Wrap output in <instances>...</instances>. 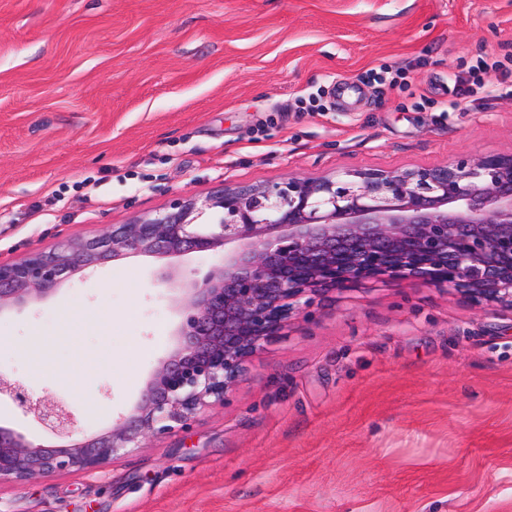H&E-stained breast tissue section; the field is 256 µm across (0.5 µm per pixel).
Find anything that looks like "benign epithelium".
Segmentation results:
<instances>
[{
  "label": "benign epithelium",
  "instance_id": "obj_1",
  "mask_svg": "<svg viewBox=\"0 0 512 512\" xmlns=\"http://www.w3.org/2000/svg\"><path fill=\"white\" fill-rule=\"evenodd\" d=\"M219 217L201 224L206 213ZM207 253L202 279L157 282L185 294L177 347L112 428L46 446L0 426V484L104 468L143 439L225 402L247 358L329 289L414 280L512 310V155H464L449 165L345 170L316 180L275 177L177 198L108 234L0 262V312L44 298L66 278L128 254ZM60 438L72 407L33 397L0 376V397Z\"/></svg>",
  "mask_w": 512,
  "mask_h": 512
}]
</instances>
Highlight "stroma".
<instances>
[{
  "label": "stroma",
  "instance_id": "35a3bbf8",
  "mask_svg": "<svg viewBox=\"0 0 512 512\" xmlns=\"http://www.w3.org/2000/svg\"><path fill=\"white\" fill-rule=\"evenodd\" d=\"M512 0H0V261L278 176L512 154ZM210 258L129 254L0 312V376L129 411ZM0 512H512V313L400 281L317 297L225 403Z\"/></svg>",
  "mask_w": 512,
  "mask_h": 512
}]
</instances>
